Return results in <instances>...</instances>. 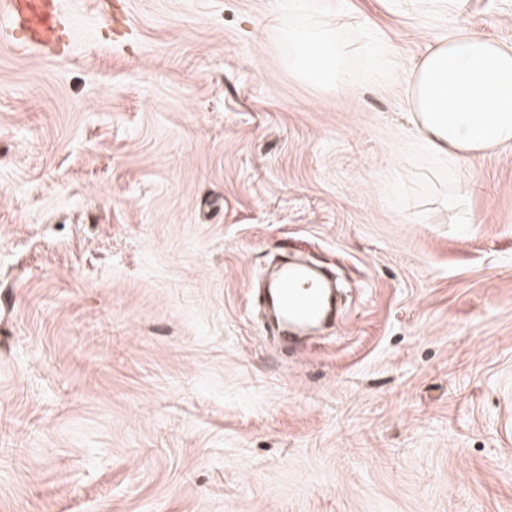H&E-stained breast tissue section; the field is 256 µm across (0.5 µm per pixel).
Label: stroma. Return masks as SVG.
I'll list each match as a JSON object with an SVG mask.
<instances>
[{"instance_id":"stroma-1","label":"stroma","mask_w":512,"mask_h":512,"mask_svg":"<svg viewBox=\"0 0 512 512\" xmlns=\"http://www.w3.org/2000/svg\"><path fill=\"white\" fill-rule=\"evenodd\" d=\"M298 2L0 44V512H512V144L438 163L405 97L458 29L512 46V0ZM287 253L343 290L298 351L255 314ZM343 49L330 33L306 27L288 30V67L305 82L346 89Z\"/></svg>"}]
</instances>
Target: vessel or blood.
Wrapping results in <instances>:
<instances>
[{"mask_svg": "<svg viewBox=\"0 0 512 512\" xmlns=\"http://www.w3.org/2000/svg\"><path fill=\"white\" fill-rule=\"evenodd\" d=\"M62 0H0V41L19 48L55 42L71 27ZM265 309L278 326V343H303L336 316V283L326 271L295 260L264 284Z\"/></svg>", "mask_w": 512, "mask_h": 512, "instance_id": "vessel-or-blood-1", "label": "vessel or blood"}]
</instances>
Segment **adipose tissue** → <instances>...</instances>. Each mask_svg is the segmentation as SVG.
<instances>
[{"mask_svg":"<svg viewBox=\"0 0 512 512\" xmlns=\"http://www.w3.org/2000/svg\"><path fill=\"white\" fill-rule=\"evenodd\" d=\"M288 66L305 82L346 87L343 49L330 33L288 31ZM416 137L457 162L512 143V46L462 29L430 48L405 88Z\"/></svg>","mask_w":512,"mask_h":512,"instance_id":"ef3b65f1","label":"adipose tissue"}]
</instances>
